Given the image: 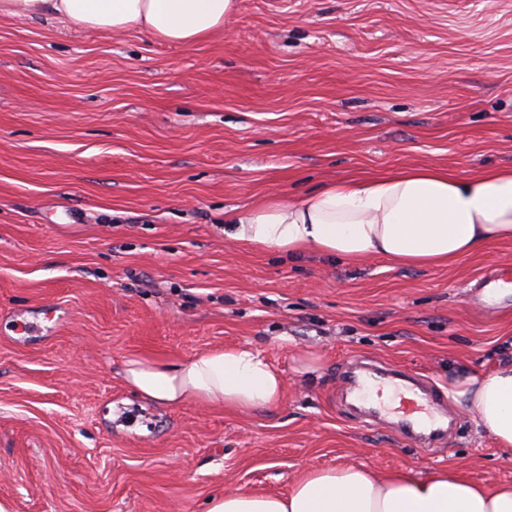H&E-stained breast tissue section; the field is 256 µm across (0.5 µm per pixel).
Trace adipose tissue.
<instances>
[{"instance_id": "obj_1", "label": "adipose tissue", "mask_w": 512, "mask_h": 512, "mask_svg": "<svg viewBox=\"0 0 512 512\" xmlns=\"http://www.w3.org/2000/svg\"><path fill=\"white\" fill-rule=\"evenodd\" d=\"M237 0H0V18H56L77 29H138L181 47L221 32ZM224 234L245 247L313 253L361 263L452 267L512 241V168L461 175L428 164L336 180L300 200L267 196L224 214ZM125 383L166 406L193 401L242 412L278 404L283 376L247 347L214 348L180 362L133 356ZM455 400L479 433L512 451V361L458 378ZM208 512H512V484L493 489L444 470L381 473L343 466L309 469L287 495L240 490L213 496Z\"/></svg>"}]
</instances>
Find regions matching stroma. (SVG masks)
Masks as SVG:
<instances>
[{
    "instance_id": "stroma-1",
    "label": "stroma",
    "mask_w": 512,
    "mask_h": 512,
    "mask_svg": "<svg viewBox=\"0 0 512 512\" xmlns=\"http://www.w3.org/2000/svg\"><path fill=\"white\" fill-rule=\"evenodd\" d=\"M417 164L512 166V0H237L190 47L1 18L0 499L206 512L342 465L511 484L512 453L456 401L428 454L357 417L343 372L446 391L511 361L512 310L483 315L468 289L512 242L410 268L224 235L225 209ZM233 345L282 373L279 404L159 406L121 374L134 354Z\"/></svg>"
}]
</instances>
